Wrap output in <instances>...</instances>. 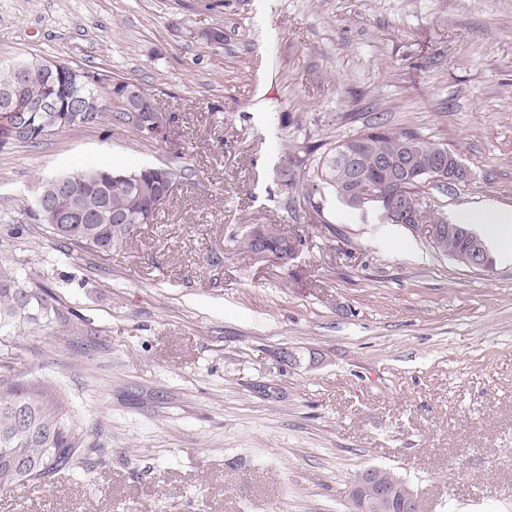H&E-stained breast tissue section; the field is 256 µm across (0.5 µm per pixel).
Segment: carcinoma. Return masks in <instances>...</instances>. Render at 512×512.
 <instances>
[{
    "label": "carcinoma",
    "mask_w": 512,
    "mask_h": 512,
    "mask_svg": "<svg viewBox=\"0 0 512 512\" xmlns=\"http://www.w3.org/2000/svg\"><path fill=\"white\" fill-rule=\"evenodd\" d=\"M30 63H19L0 71V94L17 88L21 100L41 103L49 100L58 86L50 71L36 77H24ZM129 87L144 91L146 87L130 78H117L112 83V112H3L0 110V148L22 144L37 146L46 137L44 127L53 132L87 124H106L132 130L144 144L158 140L159 132L132 124L127 111L130 99L124 96ZM99 98L98 84H86L58 93L57 103L66 105L72 96ZM412 141L411 159L423 166L437 153L438 142L413 129L392 128L384 123L349 136L336 145L321 150L319 144L294 146L303 153L299 159L285 152L289 165L279 169L285 193L292 195L294 207L303 211L320 212L322 193L331 192L346 206L378 212L388 223L394 220L385 214L384 207L374 203H353L352 190L361 175L374 184L383 183L388 173L380 162L383 159H403L405 140ZM352 140H363L366 146L357 159L346 162L340 152ZM186 153L178 148L169 158L156 166L114 167L90 164L66 176L38 180V196L43 208L32 215L34 229L48 232L69 252L111 254L125 251L146 221L158 219L160 210L153 209L155 194L160 187L190 177L193 169L185 163ZM77 211L86 221L59 224L56 217ZM266 236L270 255L284 259L286 234L277 224L268 225ZM257 225H248L233 236L236 250L248 255L255 251ZM448 256L465 266L469 265L468 240L456 236L448 240ZM52 323L74 334L65 311L56 304L50 287L35 284L22 276L16 267L0 260V337H24L34 325ZM85 451L84 432L75 427L60 405L45 402L41 391L24 390L10 378L0 379V489L9 490L25 482H43L79 463Z\"/></svg>",
    "instance_id": "carcinoma-1"
}]
</instances>
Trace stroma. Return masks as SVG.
<instances>
[{
    "label": "stroma",
    "instance_id": "1",
    "mask_svg": "<svg viewBox=\"0 0 512 512\" xmlns=\"http://www.w3.org/2000/svg\"><path fill=\"white\" fill-rule=\"evenodd\" d=\"M209 2L0 0V65L133 78L176 116L150 145L94 124L0 149V258L81 330L0 340V375L50 384L97 447L0 512H347L366 467L423 512H512V263L462 266L427 225L330 193L288 210L277 176L287 146L382 122L471 171L429 192L439 215L512 207V0ZM214 26L222 45L190 36ZM177 146L195 175L126 252L77 259L24 229L38 177ZM248 224L305 245L253 259L232 243Z\"/></svg>",
    "mask_w": 512,
    "mask_h": 512
}]
</instances>
